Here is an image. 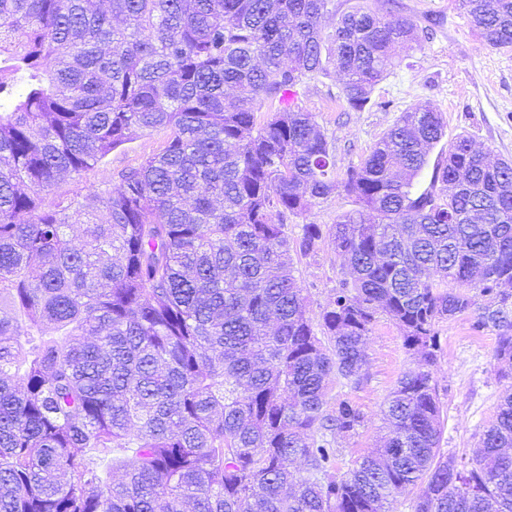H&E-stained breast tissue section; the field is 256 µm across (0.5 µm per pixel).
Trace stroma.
I'll return each instance as SVG.
<instances>
[{
    "mask_svg": "<svg viewBox=\"0 0 512 512\" xmlns=\"http://www.w3.org/2000/svg\"><path fill=\"white\" fill-rule=\"evenodd\" d=\"M395 3L399 13L417 16L428 31L419 47L401 51V65L376 86L374 95L390 101L388 110L345 111L342 79L335 73L305 80L297 88L301 107L313 113L333 145L337 171L359 166L401 112L418 103L433 105L447 122L445 139L431 150V159H438L459 135L469 136L476 148L512 159V51L488 48L457 0ZM164 141L161 131L136 133L82 178L59 181L44 194L43 206L54 207L62 195L115 180L120 171L158 153ZM293 269L307 291V315L318 319L343 276V261L326 243L316 255H294ZM439 332L441 351L431 371L442 402L441 450L472 459L483 431L496 417L502 394L512 388V377L500 373L496 331L474 332L470 319L460 317L440 323ZM367 353V379L356 387L335 381L326 396L331 404L349 399L368 419L358 434L336 442L337 465L343 471L385 436L383 404L401 375L417 365L403 346L399 327L384 316L373 327Z\"/></svg>",
    "mask_w": 512,
    "mask_h": 512,
    "instance_id": "stroma-1",
    "label": "stroma"
}]
</instances>
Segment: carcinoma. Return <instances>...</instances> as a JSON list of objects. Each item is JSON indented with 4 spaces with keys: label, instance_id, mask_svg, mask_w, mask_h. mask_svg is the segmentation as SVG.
Returning a JSON list of instances; mask_svg holds the SVG:
<instances>
[{
    "label": "carcinoma",
    "instance_id": "carcinoma-1",
    "mask_svg": "<svg viewBox=\"0 0 512 512\" xmlns=\"http://www.w3.org/2000/svg\"><path fill=\"white\" fill-rule=\"evenodd\" d=\"M330 3L0 0V512H385L415 488L413 512H512V389L466 463L441 453L431 372L460 316L512 367V160L459 136L416 192L446 128L421 103L339 174L313 114L280 101L335 71L348 110L387 107L375 86L422 28L352 7L326 32ZM459 4L512 48V0ZM157 129L159 153L41 207ZM340 190L355 209L288 237ZM326 241L349 277L315 327L291 253ZM381 316L418 364L384 448L341 473L332 444L365 415L325 396L362 383Z\"/></svg>",
    "mask_w": 512,
    "mask_h": 512
}]
</instances>
